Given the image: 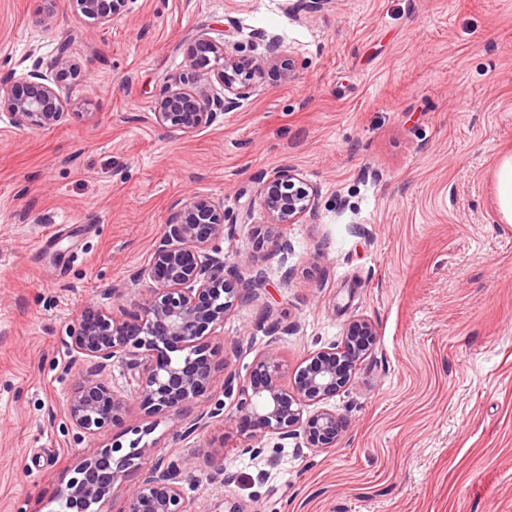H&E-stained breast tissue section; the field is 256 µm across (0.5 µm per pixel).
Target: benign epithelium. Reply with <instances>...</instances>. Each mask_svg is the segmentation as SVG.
<instances>
[{
    "mask_svg": "<svg viewBox=\"0 0 512 512\" xmlns=\"http://www.w3.org/2000/svg\"><path fill=\"white\" fill-rule=\"evenodd\" d=\"M75 2L82 14L106 24L122 15L126 0ZM187 57L197 86L188 90L180 81L167 86L152 112L158 127L183 134L233 108L264 67L285 63L274 38L268 40L266 54L255 59L230 55L223 43L200 36L188 44ZM79 73L80 65L62 43L52 75L35 63L20 80L0 81V108L18 127L51 129L64 117L62 88ZM214 82L224 86V95L208 93ZM317 197L318 190L290 169L275 170L262 181L259 199L267 236L280 253H288V241L276 237L274 230L316 217ZM224 230V206L212 198L194 195L176 202L151 263L134 277L138 283L148 282L134 309L89 307L71 325L70 347L89 363L65 402L66 417L78 435L91 438L122 423L124 399L100 378L119 361L132 371L135 392L149 413L181 418L210 392L216 366H222L224 397L233 399L235 406L225 423L235 430L243 454L261 455L259 444L273 435L296 439L299 448L336 445L345 421L323 403L352 383L357 363L376 343L375 325L368 319L351 323L340 342L311 352L289 385L283 382V363L271 346L240 375L227 359H217L223 349L212 346L210 338L224 329V318L264 283L265 276L259 272L247 278L214 255L212 243L224 237ZM311 405L318 409L304 415ZM149 451L139 439L130 442L127 452L120 443L89 448L60 495L78 512L105 503L118 489L124 499L119 512H188L185 486L195 480L193 454H170L144 468L140 460Z\"/></svg>",
    "mask_w": 512,
    "mask_h": 512,
    "instance_id": "benign-epithelium-1",
    "label": "benign epithelium"
}]
</instances>
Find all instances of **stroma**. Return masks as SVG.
I'll list each match as a JSON object with an SVG mask.
<instances>
[{
    "label": "stroma",
    "mask_w": 512,
    "mask_h": 512,
    "mask_svg": "<svg viewBox=\"0 0 512 512\" xmlns=\"http://www.w3.org/2000/svg\"><path fill=\"white\" fill-rule=\"evenodd\" d=\"M42 7L0 0V79L65 41L81 73L57 127L0 115V512H53L86 449L139 430L152 458L194 453L189 512L228 496L242 512H512V224L496 200L512 153V0H128L108 25L56 0L48 28ZM201 35L245 57L276 37L292 73L265 70L192 134L164 131L154 101L190 75ZM280 168L318 189L316 218L279 229L285 256L256 237L261 181ZM193 195L224 207L226 266L266 276L213 339L241 344L238 369L272 342L293 370L352 320L375 324L353 383L327 402L346 420L335 447L267 438L265 468L238 452L217 385L192 412L223 415L182 438L118 363L103 378L124 396L121 425L68 432L70 324L90 304L134 303L171 205Z\"/></svg>",
    "instance_id": "stroma-1"
}]
</instances>
